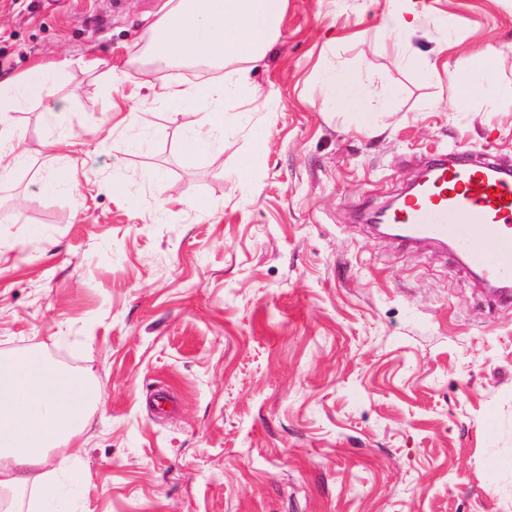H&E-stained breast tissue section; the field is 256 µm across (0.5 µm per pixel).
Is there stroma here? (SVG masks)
<instances>
[{"label": "stroma", "mask_w": 512, "mask_h": 512, "mask_svg": "<svg viewBox=\"0 0 512 512\" xmlns=\"http://www.w3.org/2000/svg\"><path fill=\"white\" fill-rule=\"evenodd\" d=\"M164 2L0 0L1 79L66 64L55 114L14 115L29 160L0 184V353L96 383L78 512H512V307L361 220L434 154L512 162L511 102L452 105L482 54L512 84V0H426L399 40L388 0H288L257 110L201 157L181 149L193 109L119 123L150 91L110 74L143 69ZM331 60L386 97L381 132L323 110Z\"/></svg>", "instance_id": "35a3bbf8"}]
</instances>
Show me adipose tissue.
<instances>
[{
	"label": "adipose tissue",
	"mask_w": 512,
	"mask_h": 512,
	"mask_svg": "<svg viewBox=\"0 0 512 512\" xmlns=\"http://www.w3.org/2000/svg\"><path fill=\"white\" fill-rule=\"evenodd\" d=\"M288 0H166L151 27L143 61L151 65L148 82L158 103L198 106L200 118L185 132L182 145L189 155H204L220 144L219 136L236 102L255 99L252 63L258 62L281 35ZM208 67L212 81L173 82L158 65ZM56 69L38 65L0 80V182L9 180L26 162V134L11 123L13 113L34 104L54 114L50 90ZM329 111L356 112L363 127L378 126L380 106L367 85L335 63L318 74ZM454 105L466 110L476 97L512 99V85L496 78L491 58H478L455 80ZM98 392L90 376L77 377L46 359L0 355V491H38L28 512H69L64 479L74 469L72 445L92 422ZM52 464L54 478L36 482L33 472Z\"/></svg>",
	"instance_id": "1"
}]
</instances>
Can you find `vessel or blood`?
Listing matches in <instances>:
<instances>
[{
    "label": "vessel or blood",
    "instance_id": "1",
    "mask_svg": "<svg viewBox=\"0 0 512 512\" xmlns=\"http://www.w3.org/2000/svg\"><path fill=\"white\" fill-rule=\"evenodd\" d=\"M388 220L398 241L450 247L488 302L512 306V167L502 160L430 159Z\"/></svg>",
    "mask_w": 512,
    "mask_h": 512
}]
</instances>
